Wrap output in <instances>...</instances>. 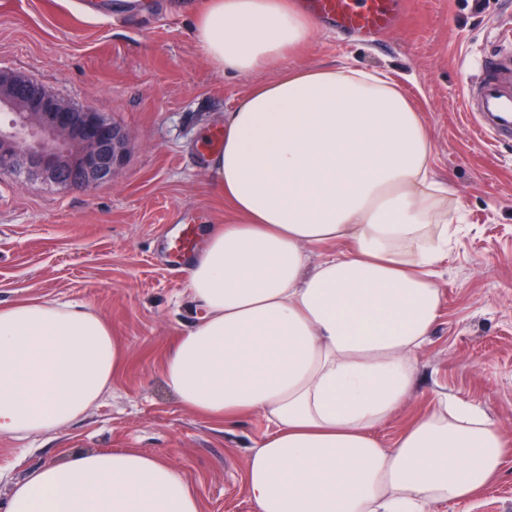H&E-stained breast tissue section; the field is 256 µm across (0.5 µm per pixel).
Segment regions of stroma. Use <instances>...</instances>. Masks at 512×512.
Segmentation results:
<instances>
[{
    "instance_id": "1",
    "label": "stroma",
    "mask_w": 512,
    "mask_h": 512,
    "mask_svg": "<svg viewBox=\"0 0 512 512\" xmlns=\"http://www.w3.org/2000/svg\"><path fill=\"white\" fill-rule=\"evenodd\" d=\"M0 0V70L101 113L129 134L127 160L97 189L49 187L0 174V307L42 299L95 308L111 325L121 367L83 418L46 434L0 435V503L31 469L91 449L161 455L198 489L204 512H254L248 455L267 429L257 415L217 424L184 408L162 365L201 318L187 258L171 246L186 224L223 225L205 136L276 71L214 69L195 43L205 0ZM512 0H408L402 23L377 40L319 23L293 67L349 64L387 74L422 112L434 170L448 183L459 230L437 270L441 315L417 357L415 389L379 430L390 446L443 395L483 406L512 441V144L477 140L463 112L473 59L512 53ZM443 512H512V456L480 496Z\"/></svg>"
}]
</instances>
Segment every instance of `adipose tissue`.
Segmentation results:
<instances>
[{
    "label": "adipose tissue",
    "mask_w": 512,
    "mask_h": 512,
    "mask_svg": "<svg viewBox=\"0 0 512 512\" xmlns=\"http://www.w3.org/2000/svg\"><path fill=\"white\" fill-rule=\"evenodd\" d=\"M315 27L292 0H208L193 18L215 68L279 75L224 114L209 170L237 219L189 269L205 314L177 337L162 377L211 420L271 423L246 462L255 512H438L477 496L512 455L487 411L456 397L392 447L377 438L439 316L448 185L399 85L350 65L287 66ZM119 367L112 328L91 307L0 308V434L75 421ZM0 512H202V502L158 455L90 450L30 471Z\"/></svg>",
    "instance_id": "1"
}]
</instances>
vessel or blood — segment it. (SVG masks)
<instances>
[{
	"label": "vessel or blood",
	"mask_w": 512,
	"mask_h": 512,
	"mask_svg": "<svg viewBox=\"0 0 512 512\" xmlns=\"http://www.w3.org/2000/svg\"><path fill=\"white\" fill-rule=\"evenodd\" d=\"M316 17L342 32L367 40L390 30L401 18L403 0H306ZM467 119L475 131L495 142L512 140V55L482 57L466 84Z\"/></svg>",
	"instance_id": "b4317fda"
}]
</instances>
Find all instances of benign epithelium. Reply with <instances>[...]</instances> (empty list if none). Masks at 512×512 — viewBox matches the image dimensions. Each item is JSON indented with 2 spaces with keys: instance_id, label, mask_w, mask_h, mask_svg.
<instances>
[{
  "instance_id": "7a95c632",
  "label": "benign epithelium",
  "mask_w": 512,
  "mask_h": 512,
  "mask_svg": "<svg viewBox=\"0 0 512 512\" xmlns=\"http://www.w3.org/2000/svg\"><path fill=\"white\" fill-rule=\"evenodd\" d=\"M0 115V173H26L48 185L92 190L112 182L125 164L122 128L2 70Z\"/></svg>"
}]
</instances>
